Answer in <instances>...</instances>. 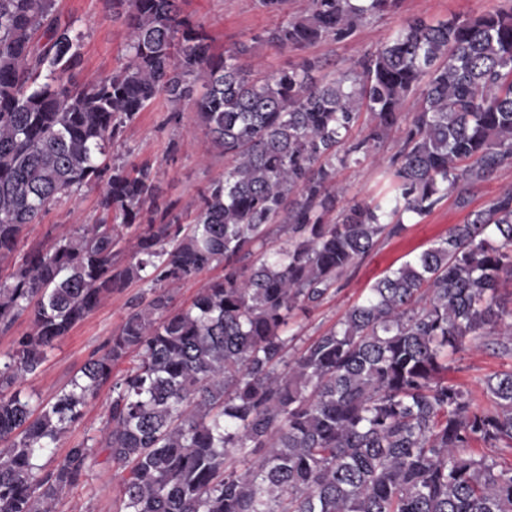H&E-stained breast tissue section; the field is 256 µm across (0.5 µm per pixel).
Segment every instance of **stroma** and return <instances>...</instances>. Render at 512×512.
I'll return each instance as SVG.
<instances>
[{"label":"stroma","instance_id":"1","mask_svg":"<svg viewBox=\"0 0 512 512\" xmlns=\"http://www.w3.org/2000/svg\"><path fill=\"white\" fill-rule=\"evenodd\" d=\"M499 3L500 0H401L397 8L382 17L363 22L351 38L321 42L304 50H284L262 42V35L277 25L280 18L259 7L257 0H182L181 7L210 34L215 52L240 42L251 45V53L240 59L245 68L258 69L268 76L303 58L321 57L329 62L328 68L319 73L325 80L331 78L335 69L358 62L408 17L444 20L458 13L481 14ZM56 10L60 22L75 23L85 34L78 82L110 75L124 63L126 26L123 19L113 18L112 0H57ZM167 117L165 102H155L128 125L110 154L129 165L152 164L159 171L164 200L177 202L179 209L189 211L210 183L223 177L225 161L222 155L209 152L208 139L195 112L184 110L177 124L168 122ZM509 188L512 189V164L475 185L467 208L458 207L455 198H448L420 223L408 224L402 235L380 240L367 257L350 268L336 293L308 314L298 315L295 327L302 338H313L334 326L376 280L446 237L453 225L465 223L469 213L483 209ZM100 194V188L88 187L52 205L38 223L26 228L19 251L50 246L72 234L78 225L95 222L100 215ZM144 289V284L133 283L104 299L49 350L41 371L28 379L25 390L52 399L90 354L118 332L129 311V299ZM449 365V377L469 392L475 404L484 406L488 403L486 377L512 368V359L497 356L485 336L467 343ZM110 398L109 389L99 391L85 407L82 418L69 426L57 442L55 458H62L69 448L87 438L100 436ZM120 488L119 469L112 463L98 461L87 470L79 486L60 496L56 512H114Z\"/></svg>","mask_w":512,"mask_h":512}]
</instances>
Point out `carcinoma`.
Instances as JSON below:
<instances>
[{
    "label": "carcinoma",
    "instance_id": "cac0c4a2",
    "mask_svg": "<svg viewBox=\"0 0 512 512\" xmlns=\"http://www.w3.org/2000/svg\"><path fill=\"white\" fill-rule=\"evenodd\" d=\"M399 0H307L268 32L282 49L353 36ZM473 16H411L321 83L318 58L265 78L216 55L181 0H113L125 63L82 85L84 33L56 0H0V333L31 326L0 355V512H55L106 451L121 470L116 512H512V368L479 407L448 378L469 338L512 357L499 289L512 280V190L377 280L344 318L291 353L294 311L321 305L380 239L512 164V0ZM416 112H404L408 98ZM162 99L190 104L212 151L230 160L189 224L159 203L158 173L109 148ZM384 165L377 200L336 212L338 169ZM102 182L100 217L47 249L17 255L23 228ZM272 224L286 244L266 249ZM136 241L131 261H117ZM214 264L224 276L192 305L170 288ZM148 292L68 388L24 393L47 352L112 292ZM138 362L121 376L129 354ZM102 435L41 460L99 390Z\"/></svg>",
    "mask_w": 512,
    "mask_h": 512
}]
</instances>
